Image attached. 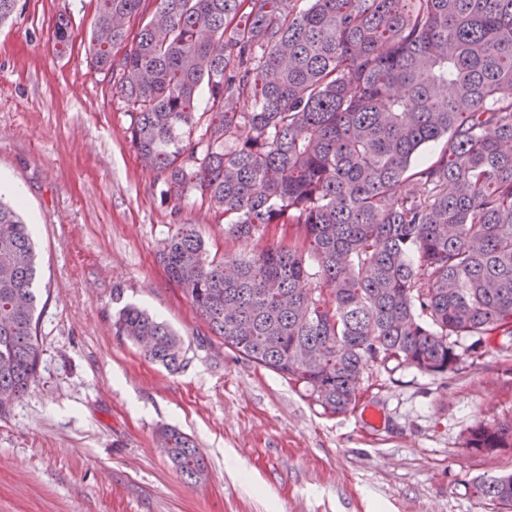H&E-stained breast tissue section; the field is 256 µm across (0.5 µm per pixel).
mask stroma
I'll list each match as a JSON object with an SVG mask.
<instances>
[{"label": "stroma", "mask_w": 512, "mask_h": 512, "mask_svg": "<svg viewBox=\"0 0 512 512\" xmlns=\"http://www.w3.org/2000/svg\"><path fill=\"white\" fill-rule=\"evenodd\" d=\"M95 0H18L0 23V177L40 255V356L28 390L0 410V512H491L472 478L512 473V453L466 448L468 428L512 418V340L458 341L442 376L368 364L353 411L330 415L301 385L215 336L159 253L195 224L211 252L244 245L202 203L159 195L130 118L88 44ZM68 19L72 42L55 30ZM133 305L184 339L170 371L114 335ZM189 435L208 467L186 483L158 431Z\"/></svg>", "instance_id": "stroma-1"}]
</instances>
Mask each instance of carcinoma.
I'll list each match as a JSON object with an SVG mask.
<instances>
[{"label":"carcinoma","mask_w":512,"mask_h":512,"mask_svg":"<svg viewBox=\"0 0 512 512\" xmlns=\"http://www.w3.org/2000/svg\"><path fill=\"white\" fill-rule=\"evenodd\" d=\"M308 2L158 0L132 36L144 0H95L90 56L162 199L200 196L237 241L295 227L217 259L184 224L162 260L225 347L340 414L368 363L444 375L452 337L475 347L512 320V0ZM39 275L28 225L0 202V407L36 372ZM113 330L168 370L184 361L182 337L136 307ZM160 438L188 483L207 476L190 437ZM465 445L512 453V419L476 423ZM470 487L512 506V474Z\"/></svg>","instance_id":"cac0c4a2"}]
</instances>
